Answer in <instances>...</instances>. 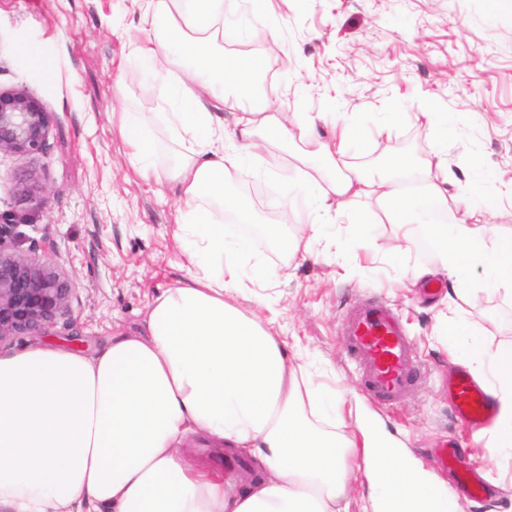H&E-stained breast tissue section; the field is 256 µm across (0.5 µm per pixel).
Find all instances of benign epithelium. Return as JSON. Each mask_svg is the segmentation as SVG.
Here are the masks:
<instances>
[{
  "instance_id": "benign-epithelium-1",
  "label": "benign epithelium",
  "mask_w": 512,
  "mask_h": 512,
  "mask_svg": "<svg viewBox=\"0 0 512 512\" xmlns=\"http://www.w3.org/2000/svg\"><path fill=\"white\" fill-rule=\"evenodd\" d=\"M52 115L24 89H0V156L45 152ZM41 176L33 169L16 177L17 196L32 201ZM28 212L0 225V343L17 336H44L67 307L71 288L47 255L22 249L18 227Z\"/></svg>"
}]
</instances>
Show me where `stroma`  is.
I'll list each match as a JSON object with an SVG mask.
<instances>
[{
	"mask_svg": "<svg viewBox=\"0 0 512 512\" xmlns=\"http://www.w3.org/2000/svg\"><path fill=\"white\" fill-rule=\"evenodd\" d=\"M278 31L261 35L257 53L273 70L269 100L293 112L343 113L359 125L365 142L345 157L350 167L378 168L392 156L426 160L439 132L418 130L409 112H451L456 132L434 167L452 171V196L462 194L471 167L495 173L492 207H459L468 224L512 231V0H264ZM139 8L133 0H0V88H23L53 116L45 153L0 157V215L16 210L17 174L39 171L47 204L23 233L50 242L52 259L69 281L68 307L49 336H24L2 350L46 343L92 353L112 337L139 332L145 315L166 289L187 278V262L174 239L179 222L172 184L142 178L129 161L131 149L112 126L116 112L148 123L159 165L179 146L151 116L166 111L161 82L148 80L131 59L130 36ZM37 47L48 67H33L21 52ZM288 75L276 71L279 57ZM396 107L402 117L389 136L373 134L377 113ZM304 143L286 148L270 141L257 168L231 172L226 191L249 202L258 224H285L301 235L313 220L302 206L277 210L269 197L299 182ZM376 200L361 198L336 221L328 256L290 268L288 279L267 289L289 346L318 366L335 368L332 383L362 393L385 430L401 440L431 478L449 483L437 454L456 449L461 461L491 476L494 490L479 500L461 499L459 512H512V459H490L487 437L465 429L448 393L447 308L444 273L421 278L422 263L400 231L382 225L380 250L348 252L350 225L376 222ZM482 270L464 275L471 300L459 311L492 348L512 344V292L482 289ZM381 299L400 315L423 377L397 404L368 394L341 336L348 311Z\"/></svg>",
	"mask_w": 512,
	"mask_h": 512,
	"instance_id": "stroma-1",
	"label": "stroma"
}]
</instances>
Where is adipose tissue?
<instances>
[{
  "mask_svg": "<svg viewBox=\"0 0 512 512\" xmlns=\"http://www.w3.org/2000/svg\"><path fill=\"white\" fill-rule=\"evenodd\" d=\"M132 59L166 83L169 109L155 113L179 145L159 169L144 124L122 113L129 160L156 182L174 184L182 204L178 238L188 259L185 284L150 306L140 334L114 338L87 357L42 346L0 353V505L11 512H348L357 474L371 493L362 512H457L399 441L374 428L353 390L339 391L288 357L276 316L258 317V288L282 272L253 259L250 205L227 196L230 170L252 165L268 139L315 142L301 158L303 178L270 201H301L308 234L263 225L287 259H316L336 215L363 197L383 205L425 262L419 277L445 270L453 294L461 276L483 271L486 290L512 288V234L464 223L446 182L425 165L398 161L390 174L342 169L363 143L344 124L336 141L314 139L308 112L272 109L260 78L266 63L224 56V0H147ZM235 111L225 131V107ZM228 224L217 222L211 204ZM453 363L489 385L498 413L486 451L512 458V346L484 349L464 320L448 326ZM205 435L219 448L248 452L258 476L245 485L184 458L177 445Z\"/></svg>",
  "mask_w": 512,
  "mask_h": 512,
  "instance_id": "adipose-tissue-1",
  "label": "adipose tissue"
}]
</instances>
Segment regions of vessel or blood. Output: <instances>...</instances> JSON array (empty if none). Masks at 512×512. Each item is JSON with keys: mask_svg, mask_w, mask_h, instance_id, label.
I'll return each mask as SVG.
<instances>
[{"mask_svg": "<svg viewBox=\"0 0 512 512\" xmlns=\"http://www.w3.org/2000/svg\"><path fill=\"white\" fill-rule=\"evenodd\" d=\"M342 334L353 360L376 398L393 402L401 398L419 373L412 355L410 338L397 311L382 300H369L350 311ZM457 419L469 430L485 427L495 415L494 397L489 388L459 372L451 385ZM467 499L482 495L487 481L476 471L453 475Z\"/></svg>", "mask_w": 512, "mask_h": 512, "instance_id": "b4317fda", "label": "vessel or blood"}]
</instances>
